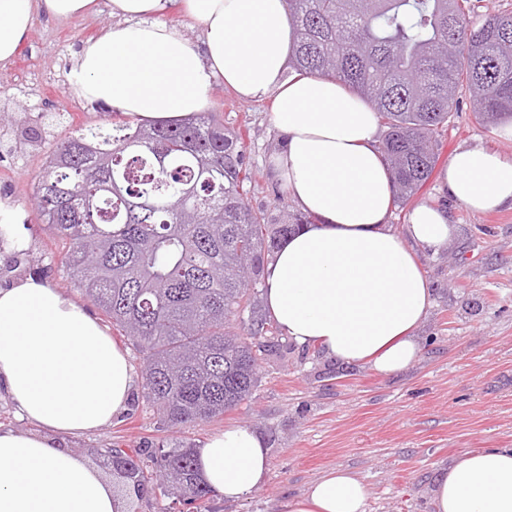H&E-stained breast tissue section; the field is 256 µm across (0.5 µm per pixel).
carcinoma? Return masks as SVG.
Returning <instances> with one entry per match:
<instances>
[{"label": "carcinoma", "mask_w": 512, "mask_h": 512, "mask_svg": "<svg viewBox=\"0 0 512 512\" xmlns=\"http://www.w3.org/2000/svg\"><path fill=\"white\" fill-rule=\"evenodd\" d=\"M295 31L292 63L363 96L383 127L381 149L396 198L427 180L438 137L460 91L488 128L512 120V11L483 0H285ZM53 117L0 118V139L25 154L51 137ZM254 172L234 132L207 112L167 121L79 128L45 158L35 211L62 241L60 269L131 341L145 400L171 428L194 427L249 399L277 326L258 295L265 257L300 224L246 201ZM37 262L13 251L4 273ZM250 336L231 331L232 323ZM124 484L157 482L165 495L204 502L192 444L107 446Z\"/></svg>", "instance_id": "1"}]
</instances>
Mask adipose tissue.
Segmentation results:
<instances>
[{"label": "adipose tissue", "instance_id": "1", "mask_svg": "<svg viewBox=\"0 0 512 512\" xmlns=\"http://www.w3.org/2000/svg\"><path fill=\"white\" fill-rule=\"evenodd\" d=\"M117 24L83 42L71 83L83 100L148 120L202 111L212 84L271 103L282 141L271 163L310 218L281 243L265 271L264 302L290 340L388 376L421 351L431 306L412 245L436 252L451 233L445 209H412L405 234L389 221L391 172L372 108L334 79L288 68L293 28L284 0H181L204 32L190 40L163 21L172 0H111ZM94 0H0V64L27 38L34 13L65 19ZM441 188L468 211L512 206V161L482 145L460 148ZM136 387L125 351L82 304L40 276L0 287V398L32 425L0 429V512H132L139 494L69 449L127 411ZM213 494L239 501L268 475V449L249 426L212 435L196 450ZM367 488L333 469L278 512H366ZM434 512H512V448L461 453L436 480Z\"/></svg>", "mask_w": 512, "mask_h": 512}]
</instances>
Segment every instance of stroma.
I'll list each match as a JSON object with an SVG mask.
<instances>
[{"mask_svg": "<svg viewBox=\"0 0 512 512\" xmlns=\"http://www.w3.org/2000/svg\"><path fill=\"white\" fill-rule=\"evenodd\" d=\"M110 0L93 13L57 21L34 15L15 58L0 65V114L14 101L32 112H60L69 124L59 136L105 119L72 87L69 65L82 42L113 24ZM208 112L234 131L255 171L247 202L253 209L296 213L269 158L278 146L268 102L239 98L223 82L211 88ZM455 126L439 141L428 180L412 204L394 206L391 224L404 232L413 204L434 202L453 224L447 246L419 252L433 303L417 334L418 359L407 369L380 376L347 365L316 347L291 345L272 352L258 367L253 395L224 417L186 429L194 446L234 424L251 426L269 450L265 483L247 498L226 503L209 498V512H276L279 501L300 494L326 470L342 467L366 484L367 512H433L430 489L459 453L512 448V208L475 214L440 188L439 175L455 151L481 144L512 160V140L479 124L461 98ZM44 152L0 156V199L24 217L29 240L43 261L34 272L71 298L57 248L32 206ZM173 432L135 391L127 412L98 432L76 439L79 448L111 443L154 453Z\"/></svg>", "mask_w": 512, "mask_h": 512, "instance_id": "35a3bbf8", "label": "stroma"}]
</instances>
